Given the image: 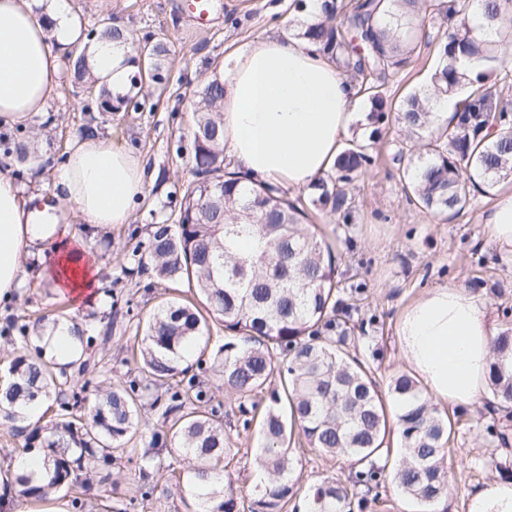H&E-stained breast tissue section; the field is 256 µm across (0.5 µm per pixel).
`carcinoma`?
Listing matches in <instances>:
<instances>
[{
    "instance_id": "1",
    "label": "carcinoma",
    "mask_w": 512,
    "mask_h": 512,
    "mask_svg": "<svg viewBox=\"0 0 512 512\" xmlns=\"http://www.w3.org/2000/svg\"><path fill=\"white\" fill-rule=\"evenodd\" d=\"M482 24H472L476 10ZM323 19L299 37L313 44L346 76L369 106L373 124L393 122L403 133L394 159L402 190L420 209L454 217L474 199L502 183H512V67L499 51L512 47V0H323ZM432 20L426 45H435L441 65L431 76L434 95L464 90L455 103L453 123L435 128L429 100L420 91L398 104L383 94L386 82L408 64L415 31ZM129 38L108 23L92 28L88 39ZM166 45L149 47L150 73L163 81ZM74 82L94 84L83 54L66 57ZM194 110L192 179L186 184L175 224H153L148 259L156 279L187 284L193 299L171 295L138 319L135 336L138 374L125 383L86 378L90 364L76 360L61 367L31 348L29 325L13 320L0 330L12 348L8 379L0 387V420L25 434V447L43 449L45 484L16 473L3 480L5 491L33 502L52 493L71 495L84 512L83 493L100 472L99 484L112 483V468L137 457L142 461L141 500L152 498L149 468H160L154 449L170 443L194 460L189 495L205 500V512H286L296 494L294 432L309 448L346 456L358 468L348 482L325 480L313 492V512H353L379 501L386 478L418 506L448 497L444 461L453 423L422 394L406 372L381 386L375 370L346 350L350 306L336 277L330 242L304 223L305 205L327 208L341 224L357 210L350 185L373 163L375 133L347 140L331 171L308 186L307 201L291 200L271 184L241 190L244 178L223 172L221 187L200 175L224 164V83L213 79L198 91ZM3 155L29 156L30 135L17 131L0 140ZM224 329V344L208 351L210 324ZM210 353L224 392L239 411L261 410L260 448L255 463L257 493L239 502L234 483L217 468L231 453L224 438V404L189 373L191 349ZM492 398L512 402V331L493 338ZM54 399L55 418L24 427L22 408ZM160 409L161 427L143 417L145 406ZM402 452L390 459V436Z\"/></svg>"
}]
</instances>
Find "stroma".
Returning <instances> with one entry per match:
<instances>
[{"label":"stroma","instance_id":"stroma-1","mask_svg":"<svg viewBox=\"0 0 512 512\" xmlns=\"http://www.w3.org/2000/svg\"><path fill=\"white\" fill-rule=\"evenodd\" d=\"M85 27L112 18L126 28L135 42L163 41L168 54L162 63L163 81L152 88L139 112L85 111L82 88L63 76L49 101L47 117H35L28 126L34 147L28 159L8 158L7 172L22 189V202L44 210L51 224H76L70 206L53 195L55 167L61 164L82 125L98 128L103 137L139 155L153 174L143 200L136 204L127 223L81 232L90 256L98 264V286L89 296L74 299L41 284L36 271L10 300H0V328L7 320L30 323L36 317L64 316L92 328L97 338L91 360L112 370L113 381L125 378L126 359L133 349L131 315L147 312L165 293L151 271L141 269L147 253L136 245L145 241L152 224L173 223L179 213V188L190 177L193 152L194 94L208 80L217 78L224 60L235 49L269 36H297L308 25L310 13L303 0H212L210 23L196 29L190 0H67ZM439 62L431 47H421L397 78L385 86L388 97L425 89ZM400 137L397 126L383 127L377 145L380 160L357 182L358 213L354 224L337 223L327 212L312 222L328 240H339L338 276L345 289H362L363 298L354 323L351 352L386 378L407 368L396 335L399 318L416 298L429 289L448 285L482 294L497 330L512 327V260L505 258L488 236L484 218L495 195H476L471 207L447 217L410 205L394 176L390 154ZM460 422L445 462L452 492L446 512H465V494L491 480L512 479V440L500 443L489 427L505 428V413L496 401L459 408ZM244 415L234 401L224 403V429L237 453L228 465L241 500L253 496L257 482L253 452L258 446L255 429H244ZM163 476L153 498L140 502L135 492L140 483L139 465L132 462L113 470L114 486L92 488L86 495L92 512L107 504L127 512H185L187 478L191 465L173 448L163 449ZM352 464L331 457L297 441L295 472L300 496L297 512H308L315 486L324 479H347Z\"/></svg>","mask_w":512,"mask_h":512}]
</instances>
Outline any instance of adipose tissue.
<instances>
[{
  "label": "adipose tissue",
  "instance_id": "adipose-tissue-1",
  "mask_svg": "<svg viewBox=\"0 0 512 512\" xmlns=\"http://www.w3.org/2000/svg\"><path fill=\"white\" fill-rule=\"evenodd\" d=\"M80 44L86 67L112 96L125 93L131 42L83 43L81 21L63 0H0V130L44 114L62 77L53 43ZM224 147L249 179L309 186L341 149L360 101L352 82L304 42L268 37L233 52L224 65ZM144 164L99 134L73 143L58 168L55 195L83 224L127 223L147 187ZM80 298L98 267L68 225L38 224L13 177L0 174V299L21 288L31 266ZM397 336L422 392L435 402L470 406L490 390L494 328L487 304L463 288L440 286L402 313ZM60 363L80 353L75 326L47 324L36 338ZM466 512H512V481L492 480L465 495Z\"/></svg>",
  "mask_w": 512,
  "mask_h": 512
}]
</instances>
